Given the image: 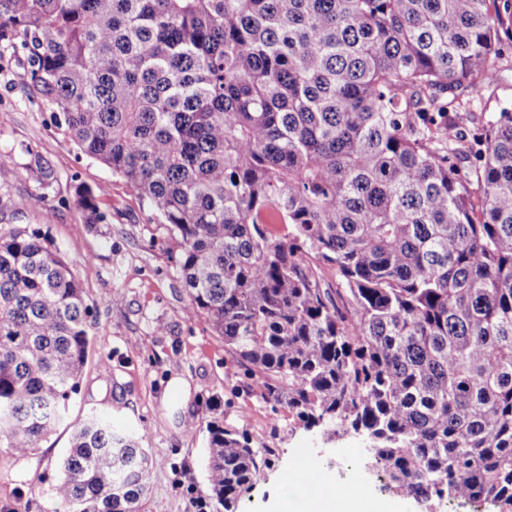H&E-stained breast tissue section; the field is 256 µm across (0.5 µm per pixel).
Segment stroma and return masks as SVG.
<instances>
[{"instance_id": "obj_1", "label": "stroma", "mask_w": 512, "mask_h": 512, "mask_svg": "<svg viewBox=\"0 0 512 512\" xmlns=\"http://www.w3.org/2000/svg\"><path fill=\"white\" fill-rule=\"evenodd\" d=\"M501 52L496 85L461 96L474 116L512 110L511 40H503ZM28 82L23 53L0 56V229L39 230L61 253L92 310L91 345L65 422L25 457L0 448V512H57L53 488L72 427L94 413L147 432L152 469L139 512H199L208 448L205 429H185L195 416L246 430L254 448L272 451L238 512H276L290 475L392 505L384 477L368 460L348 458L363 446L360 436L329 440L305 428L286 406L262 396L205 319L186 318L173 261L178 239L122 178L79 154ZM86 187L98 193L101 223H87L76 203Z\"/></svg>"}]
</instances>
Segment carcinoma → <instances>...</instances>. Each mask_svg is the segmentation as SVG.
Returning <instances> with one entry per match:
<instances>
[{"label": "carcinoma", "mask_w": 512, "mask_h": 512, "mask_svg": "<svg viewBox=\"0 0 512 512\" xmlns=\"http://www.w3.org/2000/svg\"><path fill=\"white\" fill-rule=\"evenodd\" d=\"M512 0H0L33 96L179 240L186 316L308 429L363 437L401 495L512 512ZM471 160L466 171L457 161ZM101 222L94 194L77 199ZM336 269L337 288L317 267ZM91 310L38 230L0 232V447L28 455L78 394ZM211 512L260 466L206 423ZM140 437L90 415L54 487L138 512ZM504 19L503 29H500L502 37L500 60V73L497 84L488 89L478 92L467 90L460 99L466 103L461 112H472L477 118L481 116L488 117L503 109L512 110V42L505 35L504 31L508 29L509 34L512 29V16L502 13Z\"/></svg>", "instance_id": "obj_1"}]
</instances>
